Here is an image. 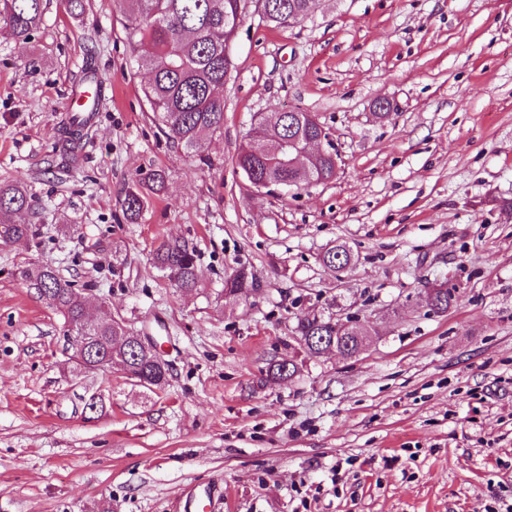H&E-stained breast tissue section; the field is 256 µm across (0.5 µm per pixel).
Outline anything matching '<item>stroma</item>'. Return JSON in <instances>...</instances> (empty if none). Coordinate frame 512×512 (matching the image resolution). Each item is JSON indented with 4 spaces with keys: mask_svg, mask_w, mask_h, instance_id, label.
Segmentation results:
<instances>
[{
    "mask_svg": "<svg viewBox=\"0 0 512 512\" xmlns=\"http://www.w3.org/2000/svg\"><path fill=\"white\" fill-rule=\"evenodd\" d=\"M127 7L45 0L30 39L0 34V185L37 200L34 235L0 241V512H183L205 493L214 512L512 504V0H315L288 27L248 8L224 128L196 153L152 120ZM89 62L112 90L75 164L61 130ZM289 109L324 123L339 172L252 188L237 152L258 114ZM156 173L129 220L126 190ZM164 240L194 250L197 288L154 267ZM338 242L341 273L320 262ZM25 265L156 340L164 390L76 373ZM242 267L256 289L225 294ZM441 282L457 298L435 314L422 296ZM328 314L368 325L360 354L303 356L298 318Z\"/></svg>",
    "mask_w": 512,
    "mask_h": 512,
    "instance_id": "obj_1",
    "label": "stroma"
}]
</instances>
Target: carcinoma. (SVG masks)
<instances>
[{"label": "carcinoma", "instance_id": "carcinoma-1", "mask_svg": "<svg viewBox=\"0 0 512 512\" xmlns=\"http://www.w3.org/2000/svg\"><path fill=\"white\" fill-rule=\"evenodd\" d=\"M130 9L124 27L127 38L149 71V82L143 88L144 97L153 119L167 129V135L189 152L199 151L204 142L224 128V97L217 91L224 87L230 64L229 39L243 21L238 14L239 0H128ZM312 0H271L272 9L284 8L286 15L270 19L278 27L288 22L298 23L307 15ZM43 14V0H0V32L14 39L25 40L36 29ZM85 125L71 117L63 128L62 141L73 161L82 158V135ZM268 139L248 138L236 156V165L245 177L270 179L282 187L325 184L336 177L333 161L323 155L296 157L294 164L281 165L277 158L285 141L294 143L305 138L319 137L318 126L306 112L273 114L265 128ZM146 197L134 186L127 190L123 208L134 219L144 208ZM34 196L28 185L16 181L0 185V212L14 214L34 210ZM34 235V225L0 224V239L12 240ZM352 255L344 245H334L321 256L322 264L336 270V265L349 263ZM155 265L166 272L169 280L182 290L197 287L199 277L192 251L177 242H163L155 250ZM18 277L44 290L35 294L59 312L67 326L83 324L85 309L73 282L62 278L54 268L22 267ZM256 286L251 273L237 270L224 287L229 295L243 294ZM358 328L357 322L346 319L300 318L294 327L304 349L318 354L322 341L348 345ZM123 335L116 321L102 325L93 333L90 349L102 357H114L125 362L133 378L149 389H160L167 382L165 373L154 362L139 355L131 345H118L114 337ZM298 373L293 359H281L270 364L268 376L275 380H290Z\"/></svg>", "mask_w": 512, "mask_h": 512}]
</instances>
